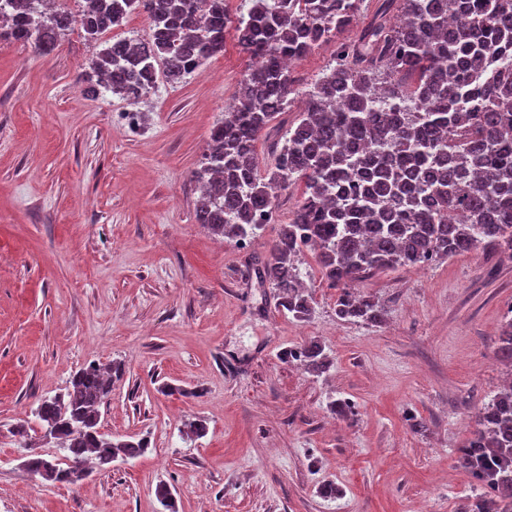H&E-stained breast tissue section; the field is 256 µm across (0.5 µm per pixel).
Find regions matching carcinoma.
<instances>
[{"label": "carcinoma", "instance_id": "1", "mask_svg": "<svg viewBox=\"0 0 512 512\" xmlns=\"http://www.w3.org/2000/svg\"><path fill=\"white\" fill-rule=\"evenodd\" d=\"M364 3L250 0L234 22L226 0H209L203 14L187 0H83L77 15L49 0H22L13 8L25 22L1 24L0 38L47 54L77 21L97 41L130 13H146L150 31L135 60L109 43L91 60L84 82L95 97L107 91L139 98L160 74L178 84L224 52L229 37L249 57L262 58L263 68L245 76L213 128L207 162L194 172L196 221L243 244L273 213L271 187L303 183L302 200L260 259L258 277L277 289L284 313L308 320L313 297L299 261L311 250L322 278L339 289L336 318L373 324L383 309L353 283L479 247L512 252V66L474 83L493 59L512 58V0H375L357 37L339 40ZM331 41L336 64L305 93L297 122L260 171L255 143L296 93L289 62ZM453 210L465 222L448 223ZM280 357L316 377L333 366L316 340ZM498 357L512 365V318L501 329ZM124 373L120 362L91 363L73 374L65 392L41 400L33 414L68 463L30 454L25 469L74 485L89 461L106 469L143 456L147 437L118 439L99 425V407ZM460 458L483 490L472 512H512V385L475 416ZM155 496L167 512H178L168 484H157Z\"/></svg>", "mask_w": 512, "mask_h": 512}]
</instances>
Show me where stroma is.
Here are the masks:
<instances>
[{"mask_svg": "<svg viewBox=\"0 0 512 512\" xmlns=\"http://www.w3.org/2000/svg\"><path fill=\"white\" fill-rule=\"evenodd\" d=\"M99 49L78 25L46 55L0 40V512H164L161 482L179 512H460L481 489L459 450L506 376L495 340L512 259L477 249L365 279L384 309L366 325L337 319L338 291L306 253L314 311L295 321L254 259L302 185L279 191L246 246L195 218L193 173L249 56L227 40L181 83L129 100L87 93ZM310 340L333 361L319 378L280 358ZM116 361L100 423L148 437L146 454L75 485L28 472L30 453L64 452L39 431L13 436L16 421L81 367ZM340 398L353 416L329 413ZM195 418L209 431L194 441ZM327 480L341 497L318 496Z\"/></svg>", "mask_w": 512, "mask_h": 512, "instance_id": "1", "label": "stroma"}]
</instances>
